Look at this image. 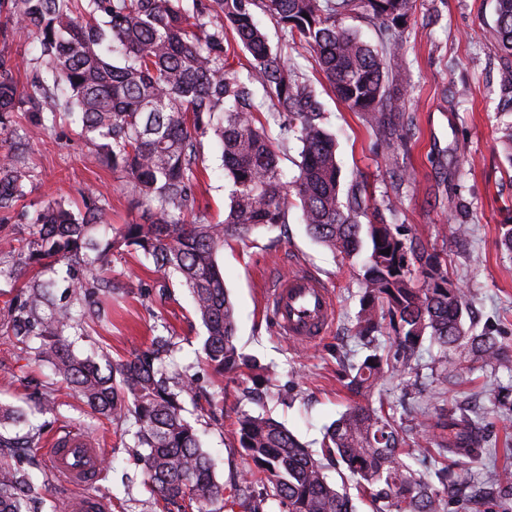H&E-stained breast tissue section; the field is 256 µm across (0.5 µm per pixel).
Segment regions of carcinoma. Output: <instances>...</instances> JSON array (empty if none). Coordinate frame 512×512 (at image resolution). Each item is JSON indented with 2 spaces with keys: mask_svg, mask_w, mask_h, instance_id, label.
<instances>
[{
  "mask_svg": "<svg viewBox=\"0 0 512 512\" xmlns=\"http://www.w3.org/2000/svg\"><path fill=\"white\" fill-rule=\"evenodd\" d=\"M411 0H0V14L27 40L39 44L45 70H34L32 91L15 80L18 63L0 55V132L19 113L34 130L59 120L92 138L103 161L122 174L124 186L142 208L140 220L100 233L103 206L91 197L75 213L50 199L35 210L26 243L31 264L71 267L84 263L95 280L106 279L110 257L141 252L157 270L172 271L192 296L206 329L204 361L222 373L242 366L267 367L247 359L236 346L235 305L224 285L219 253L224 243L257 228L288 223L289 196L310 235L343 258L367 247L363 296L355 338L374 345L373 353L352 364L351 389L373 402L355 403L323 436V455L334 457L370 491L375 512H448L440 489L468 491L455 456L477 452V424L468 417L429 418L417 402L414 418L431 431L433 447L401 436L395 411L383 398L387 379L417 362L425 341L437 346L428 369L453 386L463 369L448 350L464 345L472 359H494L507 368L512 355L486 326L466 325L464 293L448 282L445 260L422 259L399 226L380 212L372 221L364 205L366 181L345 184L336 157V138L308 79L285 65L273 48L256 11L268 13L291 39L312 49L336 96L386 133L385 145L404 132L403 98L389 87L387 59L399 60V27ZM356 10L382 27L372 45L339 25ZM220 21H204L210 12ZM492 36L500 58L512 63V0H496ZM251 57L241 77L230 59ZM272 101L267 118L256 104L257 87ZM278 126L273 137L269 121ZM217 137L230 183L224 222L213 224L196 198L203 157L201 139ZM299 143L300 161L292 181L285 179L274 140ZM32 170L17 151H0V209L28 194ZM390 249L385 254L383 250ZM425 261L424 284L415 286L412 265ZM52 285L31 279L11 301L16 332L38 340L34 360L48 363L61 382L91 411L117 425L129 454L141 467L154 507L183 501L197 512L224 497L198 429L184 415L183 399L196 397L194 378L167 373L154 362L167 341L120 362L77 355L65 339L83 331L86 312L61 307L47 317ZM388 312L395 336L380 345L379 319ZM239 447L253 462L262 491L226 499L244 512H264L277 498L287 512H355L350 497L328 480L321 459L288 428L264 414L236 417ZM14 439L0 433V512H41V499L14 450Z\"/></svg>",
  "mask_w": 512,
  "mask_h": 512,
  "instance_id": "1",
  "label": "carcinoma"
}]
</instances>
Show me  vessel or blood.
I'll use <instances>...</instances> for the list:
<instances>
[{
	"mask_svg": "<svg viewBox=\"0 0 512 512\" xmlns=\"http://www.w3.org/2000/svg\"><path fill=\"white\" fill-rule=\"evenodd\" d=\"M265 312L290 343L312 345L331 328L336 300L325 280L296 269L272 283ZM102 457L95 441L82 432L67 430L53 439L47 450L50 468L63 483L77 489L76 495L67 500L68 512H109L105 499L86 492L102 476Z\"/></svg>",
	"mask_w": 512,
	"mask_h": 512,
	"instance_id": "1",
	"label": "vessel or blood"
}]
</instances>
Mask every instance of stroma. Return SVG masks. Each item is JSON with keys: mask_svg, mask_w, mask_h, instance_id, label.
<instances>
[{"mask_svg": "<svg viewBox=\"0 0 512 512\" xmlns=\"http://www.w3.org/2000/svg\"><path fill=\"white\" fill-rule=\"evenodd\" d=\"M494 20L495 0H412L399 33L404 64L393 82L405 95L409 131L387 150L366 116L350 111L331 92L313 51L292 43L269 16L261 18L286 64L312 82L326 126L336 136L343 181L362 174L368 211L394 204L393 222L407 239L427 252L447 253L448 276L463 289L471 321L480 327L492 325L503 345L512 350V253L499 241L500 226L512 224V166L500 146L497 115L500 90L512 79V69L504 66L491 39ZM0 53L20 61L16 78L21 87H29L33 69L42 65L38 46L0 22ZM0 136L22 143L21 157L34 171L27 197L10 211L0 212L1 258L17 255L30 237L31 213L51 198L76 206L84 197L104 196L103 220L115 227L139 216L133 198L100 160L95 146L79 139L68 126L35 133L20 116ZM203 144L204 171L197 199L214 223L224 215L228 186L216 139L206 136ZM401 172L409 179L400 184L396 176ZM457 224L466 225L465 240L454 239L451 229ZM220 265L236 308L238 349L268 365L265 382H253L245 368L220 375L204 363L205 328L188 291L177 277L163 275L152 259L140 254L113 256L110 281L96 290L100 322L92 324L87 335L74 334L70 340L82 356L94 357L104 349L112 359L122 360L148 348L154 337H169L167 361L194 376L201 397L215 408L206 414L198 403H185L187 417L214 460L217 481L228 485L242 481L252 466L237 441L238 413H266L285 423L312 451H319L326 427L355 400L346 387L349 365L366 351L353 339L362 297V264L335 257L316 242L299 209H290L287 223L226 243ZM299 266L327 281L337 299L329 335L310 347L289 344L262 313L272 279ZM68 272L67 265L60 263L25 266L0 276V324L8 318L11 300L34 276L55 283L57 304L71 303ZM410 377L430 415L452 409L480 417L488 449L462 460L463 472L476 485L487 483L496 472L512 471L511 370L472 362L462 383L449 390L427 369L411 371ZM49 391L55 407L39 412L34 404ZM0 401L27 415L25 423L9 432L33 439L23 462L41 490L42 512H65L71 494L52 475L43 456L50 436L67 428L82 429L104 448L109 467L98 487L110 490L111 512H153L121 429L91 417L50 368L28 360L15 337L1 327Z\"/></svg>", "mask_w": 512, "mask_h": 512, "instance_id": "obj_1", "label": "stroma"}]
</instances>
